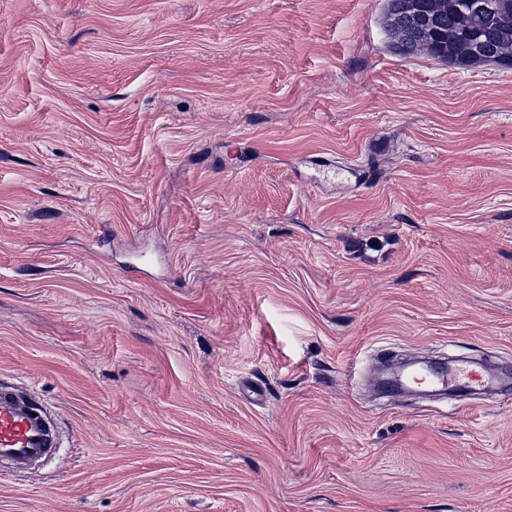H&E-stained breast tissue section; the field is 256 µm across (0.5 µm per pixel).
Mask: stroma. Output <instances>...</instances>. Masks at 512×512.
I'll use <instances>...</instances> for the list:
<instances>
[{"label":"stroma","mask_w":512,"mask_h":512,"mask_svg":"<svg viewBox=\"0 0 512 512\" xmlns=\"http://www.w3.org/2000/svg\"><path fill=\"white\" fill-rule=\"evenodd\" d=\"M387 0H0V512H512V69ZM423 376H426L431 387L436 388V392L453 390L489 395L495 394L502 382L501 374L495 366L480 364L474 369L465 363L449 367L448 371H435L433 374L422 368L414 369L408 373L406 380L417 384L416 378ZM58 449L46 412L0 384V464L9 471L27 470L33 462L53 458Z\"/></svg>","instance_id":"obj_1"}]
</instances>
